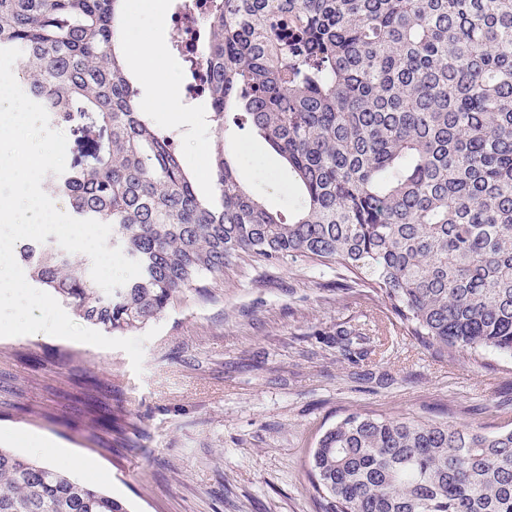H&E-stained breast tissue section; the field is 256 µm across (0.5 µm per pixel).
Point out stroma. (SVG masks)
I'll return each instance as SVG.
<instances>
[{"instance_id":"stroma-1","label":"stroma","mask_w":512,"mask_h":512,"mask_svg":"<svg viewBox=\"0 0 512 512\" xmlns=\"http://www.w3.org/2000/svg\"><path fill=\"white\" fill-rule=\"evenodd\" d=\"M135 38L157 39L156 63L178 79L171 23L140 17ZM226 148L267 208L287 213L296 190L280 159L249 129L217 134L206 123L178 146L196 188L214 190L199 142ZM145 343L142 373L128 355L35 333L0 338V448L47 461L58 449L81 459L77 482L126 501L131 512H326L308 459L322 433L349 414L416 417L512 429V358L435 356L352 275L291 259L231 266L215 299L169 312ZM383 339L360 358L340 331ZM137 425L101 453L90 412L115 404Z\"/></svg>"}]
</instances>
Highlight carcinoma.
I'll return each instance as SVG.
<instances>
[{"label": "carcinoma", "mask_w": 512, "mask_h": 512, "mask_svg": "<svg viewBox=\"0 0 512 512\" xmlns=\"http://www.w3.org/2000/svg\"><path fill=\"white\" fill-rule=\"evenodd\" d=\"M124 0H0V48L50 122L89 142L48 173L70 215L112 227L140 275L106 294L47 241L29 277L114 336L205 302L229 266L349 272L440 356L512 358V0H212L207 103L288 163L283 218L220 149L200 195L143 111L120 48ZM329 512H512V429L350 414L309 458ZM0 512H129L55 465L0 448Z\"/></svg>", "instance_id": "1"}]
</instances>
